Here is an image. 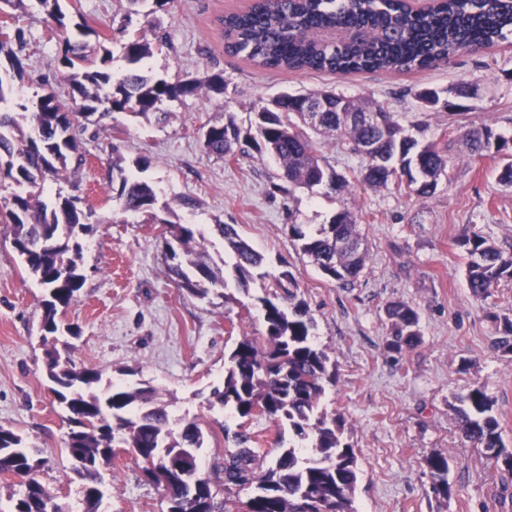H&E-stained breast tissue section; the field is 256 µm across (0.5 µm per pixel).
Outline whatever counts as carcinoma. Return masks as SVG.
<instances>
[{"label": "carcinoma", "instance_id": "obj_1", "mask_svg": "<svg viewBox=\"0 0 512 512\" xmlns=\"http://www.w3.org/2000/svg\"><path fill=\"white\" fill-rule=\"evenodd\" d=\"M47 15L49 33L61 46V79L71 89L66 102L54 89L40 95L35 110L21 106L11 111L12 80L22 77V67L12 44H25L24 31L0 36V55L10 68L0 72V185L13 188L0 202V215L13 225V244L30 276L46 290L43 300L42 339L65 332L58 309L81 290L84 276L81 238L93 231L92 210L72 207V198L57 195L44 200L46 183L71 171L77 175L84 162L76 132L85 131L91 118L100 122L114 112L166 117L163 106L203 91L222 94L224 75L177 82L155 79L142 66L151 44L141 36L122 43L127 71L116 78L108 71L112 51L87 24L78 25L82 36L97 37V46L79 40L68 31L59 0H33ZM224 52L242 56L265 70H291L344 75L387 71L408 73L451 63L465 51L476 52L498 42L512 40V0H440L429 9H415L404 0H254L246 10L224 16ZM325 99V112L305 107ZM346 112L336 111V100ZM376 111V124L359 121L357 112ZM331 136L336 146L362 160L356 179L372 187L406 182L419 196L436 190L441 176L456 162L453 148L464 142L472 156L505 149L506 141L489 127L457 125L451 136L427 143L394 121L390 112L368 102L336 93L282 92L253 112L250 126H210L204 149L229 161L245 155L252 145L274 157L281 183L274 189L292 194L296 188L318 187L325 194L345 190L349 181L316 155L313 136ZM380 142V154L388 164L380 166L362 153L369 140ZM112 160V190L125 213H148L156 204V190L146 179ZM164 261L177 285L204 299L220 288L248 289L251 281L270 277L264 257L255 251L232 224H217L224 240V267L206 252L193 224H167ZM288 237L309 257L329 281L347 288L362 272L366 251L356 215L348 208L335 213L328 223L288 225ZM466 259L470 294L486 299L492 288L512 280V253H506L477 232L457 240ZM274 291L260 299L264 332L245 334L230 351L222 386L212 395L224 409L240 419L266 416L278 429L275 463L257 472L261 449L250 446L244 432L229 433L236 448L225 456L224 485L255 486L245 512H354L353 495L358 482L354 446L343 438L344 417L320 408L327 388L336 386V367L327 352L314 341L315 322L307 305L297 299L298 284L287 271L273 278ZM390 324V349L402 353L421 341L419 314L403 301L386 307ZM497 323L494 345L512 354V319L493 316ZM45 376L51 391L68 413L65 449L78 450L91 464L109 459L111 449L122 444L144 453V473L157 458L190 451L192 462L181 483L171 488L167 512H224V498L200 467L204 432L195 420L181 419L171 426L167 406L151 386L128 389L116 386L95 367L77 370L56 349L47 352ZM456 419L462 437L486 457L512 473V449L506 448L493 415L494 401L485 386L475 384L457 398ZM44 460L27 446L16 430L0 426V473L20 476L24 489L10 498L6 512H48L58 496L36 479ZM436 494L451 495L448 457L435 453L426 459ZM82 480V512H100L104 500L96 476L72 467Z\"/></svg>", "mask_w": 512, "mask_h": 512}]
</instances>
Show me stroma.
<instances>
[{
    "instance_id": "stroma-1",
    "label": "stroma",
    "mask_w": 512,
    "mask_h": 512,
    "mask_svg": "<svg viewBox=\"0 0 512 512\" xmlns=\"http://www.w3.org/2000/svg\"><path fill=\"white\" fill-rule=\"evenodd\" d=\"M249 3L172 0L158 11L153 0H141L133 15L127 0H60L72 21L111 37L114 75L126 68L121 35L127 32L150 39L146 66L154 77L175 82L220 72L226 83L224 94L170 103L163 121L116 112L89 126L80 135L83 171L48 183L47 197H81L96 218L83 242L82 289L62 316L75 331L65 356L75 367L104 369L121 385L157 388L171 420H198L206 432L200 462L210 476L218 475L234 448L224 437L227 427L250 433L265 465H272L274 423L263 417L239 423L211 398L224 380L227 353L243 334L263 330L261 283L233 290L227 300H200L178 287L163 261L168 223L198 225L214 256L224 251L216 225H234L265 255L269 272L294 276L316 322V341L336 364V387L324 404L344 415L345 435L358 457L356 512H512V474L461 437L452 409L455 396L483 383L503 442L512 448V355L494 347L492 320L496 314L512 317V281L501 282L487 299L473 298L456 244L474 231L512 252V188L498 179L499 155L461 158L433 196L420 198L393 184L373 188L354 181L359 158L319 138L318 154L350 177L348 190L327 196L317 188L299 189L288 196L272 192L280 169L266 152L253 148L230 163L207 154L200 140L208 124L247 127L253 107L280 91L327 87L373 101L404 127L423 125L427 140L458 122L487 125L512 139V44L465 53L422 72H267L224 52L221 17ZM13 23L27 38L18 53L24 75L13 82L16 102H35L45 84L68 93L44 13L35 7L19 11ZM457 86L469 87L471 95L454 114L424 109L416 98L425 88ZM116 153L149 159L144 176L158 193L156 216L121 212L112 193ZM184 196L196 207L180 206ZM346 207L360 217L368 256L357 282L342 288L299 252L288 227L327 223ZM45 296L21 264L11 225L0 223V426L23 433L40 449L45 464L39 481L73 502L81 481L64 450L68 423L48 388L38 332ZM393 300L408 302L420 315L422 343L413 351L397 354L387 347L385 307ZM435 453L448 457L452 494L446 499L433 492L426 466ZM142 468L127 453L119 467L104 471L108 512H166L162 489L146 480Z\"/></svg>"
}]
</instances>
